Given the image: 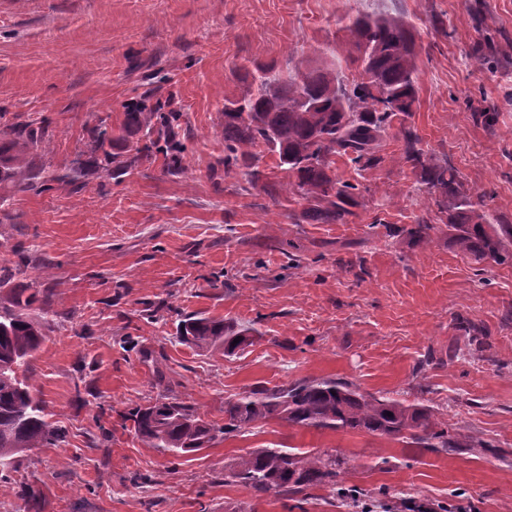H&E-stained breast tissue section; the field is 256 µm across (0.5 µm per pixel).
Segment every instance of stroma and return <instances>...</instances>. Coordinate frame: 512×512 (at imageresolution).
I'll return each mask as SVG.
<instances>
[{
	"label": "stroma",
	"instance_id": "stroma-1",
	"mask_svg": "<svg viewBox=\"0 0 512 512\" xmlns=\"http://www.w3.org/2000/svg\"><path fill=\"white\" fill-rule=\"evenodd\" d=\"M359 15L410 24L417 100L377 167L336 158L337 178L360 189L344 223L316 224L266 147L225 169L224 99L247 93L240 70L257 63L358 80L345 27ZM142 101L181 112L182 169L155 153L119 177L90 163L93 129L122 157L144 145L121 130ZM14 125L42 128L31 161L43 175H84L0 202V265L29 254L20 280L49 303L30 373L67 431L0 478V512H32L25 484L41 512H345L322 486L258 497L225 483L258 448L336 452L347 484L418 505L512 512V266L452 246L445 207L400 160L413 137L425 162L483 196L491 223L512 224V0H0V130ZM419 223L429 230L411 240ZM181 313L253 328V343L230 358L189 348ZM326 377L431 408L471 445L267 419L175 458L125 418L163 391L220 423L253 387Z\"/></svg>",
	"mask_w": 512,
	"mask_h": 512
}]
</instances>
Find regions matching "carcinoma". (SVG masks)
I'll use <instances>...</instances> for the list:
<instances>
[{
  "mask_svg": "<svg viewBox=\"0 0 512 512\" xmlns=\"http://www.w3.org/2000/svg\"><path fill=\"white\" fill-rule=\"evenodd\" d=\"M346 30L360 56V79L346 84L335 73L317 70L300 77L285 78L269 65L247 69L243 79L254 90L241 98H225L224 168L246 163L251 148L267 146L278 154L280 166L292 181L285 186L299 196H312L322 206L303 213L306 220L321 224L342 223L349 214L357 186L336 179L332 157H347L366 171L381 161L384 138L393 121L413 112L417 94L414 36L401 17L358 16ZM181 115L164 111L156 103L148 108L133 104L125 112L124 128L143 132L146 144L136 154L119 159L106 149L107 130L92 136L93 150L106 165L128 170L156 150L172 169L181 168L185 145L179 138ZM13 139L0 143V201L16 186L39 191L49 182H73L70 174L40 179L24 156L42 143V132L28 125L10 128ZM404 159L421 166L422 183L446 196L448 227L452 243L477 261L491 260L512 265V224H492L482 210V198L472 199L461 190L456 170L438 163L425 164L406 134ZM14 293L10 306H0V478L14 468L15 459L31 448L58 447L66 432L45 413L43 401L32 383L28 359L45 340L44 323L49 310L38 293ZM249 330L224 319L190 314L179 320L176 338L202 351L222 350L232 356L249 342ZM239 343H233L235 338ZM278 418L291 427L331 431L364 430L380 436L406 439L422 448H469L468 437L449 434L448 421L433 410L378 398L356 385L338 379L298 380L273 388L252 389L224 406V424L207 421L184 403L157 399L132 408L127 419L147 448L184 457L214 444L219 438L240 433L253 424ZM336 456L327 452L294 453L283 448H258L239 458L224 471V482L237 483L256 494L271 491L300 493L310 486L339 491L340 498L361 512H402L406 501L374 500L357 485L338 479Z\"/></svg>",
  "mask_w": 512,
  "mask_h": 512,
  "instance_id": "obj_1",
  "label": "carcinoma"
}]
</instances>
